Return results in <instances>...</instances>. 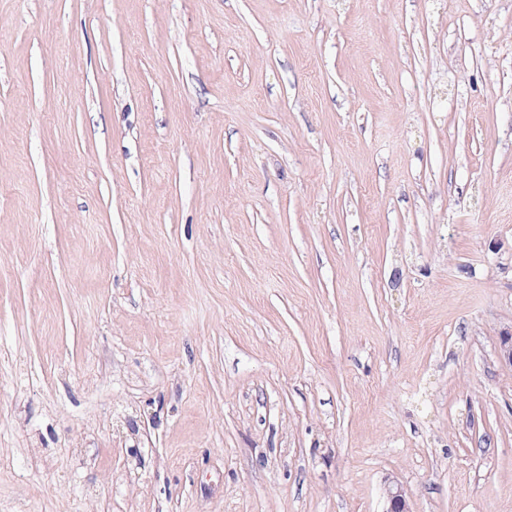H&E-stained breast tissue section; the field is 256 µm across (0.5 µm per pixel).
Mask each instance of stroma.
Wrapping results in <instances>:
<instances>
[{
  "mask_svg": "<svg viewBox=\"0 0 512 512\" xmlns=\"http://www.w3.org/2000/svg\"><path fill=\"white\" fill-rule=\"evenodd\" d=\"M512 0H0V512H512Z\"/></svg>",
  "mask_w": 512,
  "mask_h": 512,
  "instance_id": "obj_1",
  "label": "stroma"
}]
</instances>
